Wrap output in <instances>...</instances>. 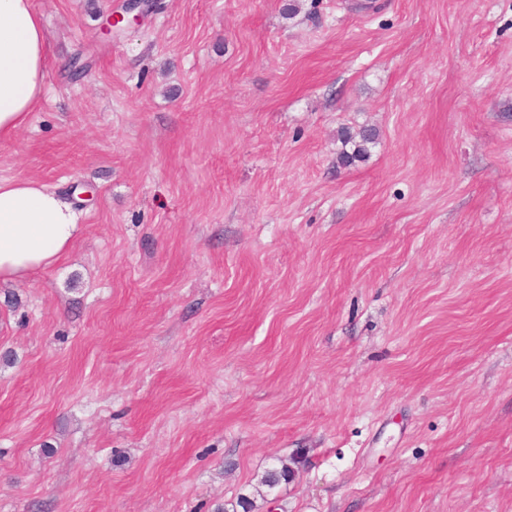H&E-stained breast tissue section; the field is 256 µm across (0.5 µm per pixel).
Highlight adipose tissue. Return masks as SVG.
<instances>
[{
	"label": "adipose tissue",
	"instance_id": "adipose-tissue-1",
	"mask_svg": "<svg viewBox=\"0 0 512 512\" xmlns=\"http://www.w3.org/2000/svg\"><path fill=\"white\" fill-rule=\"evenodd\" d=\"M46 36L33 0H0V139L24 127L45 88ZM78 226L70 205L36 180H0V281L54 266Z\"/></svg>",
	"mask_w": 512,
	"mask_h": 512
}]
</instances>
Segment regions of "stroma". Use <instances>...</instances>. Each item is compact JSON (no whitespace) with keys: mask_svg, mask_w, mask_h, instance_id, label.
<instances>
[{"mask_svg":"<svg viewBox=\"0 0 512 512\" xmlns=\"http://www.w3.org/2000/svg\"><path fill=\"white\" fill-rule=\"evenodd\" d=\"M34 2L0 179L80 231L0 284V512H512V0Z\"/></svg>","mask_w":512,"mask_h":512,"instance_id":"stroma-1","label":"stroma"}]
</instances>
